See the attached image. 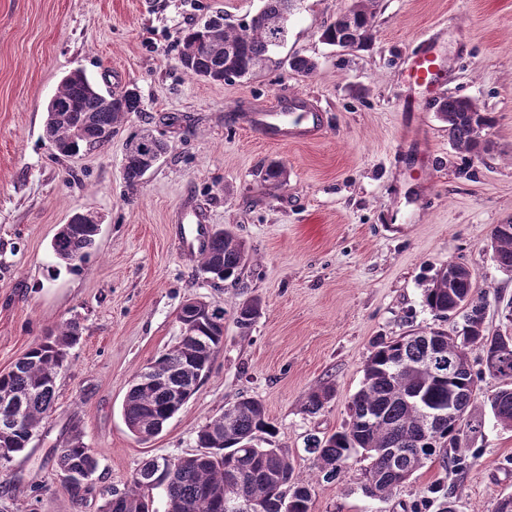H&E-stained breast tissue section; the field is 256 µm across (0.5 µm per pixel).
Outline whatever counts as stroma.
<instances>
[{
	"label": "stroma",
	"instance_id": "35a3bbf8",
	"mask_svg": "<svg viewBox=\"0 0 512 512\" xmlns=\"http://www.w3.org/2000/svg\"><path fill=\"white\" fill-rule=\"evenodd\" d=\"M354 0H303L274 61L248 79L211 82L178 63L185 30L210 17L238 24L261 0H0V371L63 320L80 340L56 381L55 403L29 446L0 469V512H101L143 461L196 452V432L242 396L259 399L295 473L316 480L313 512H495L512 493V431L475 404L483 427L461 471L431 463L384 501L361 490L359 467L316 479L312 438L341 430L380 336L452 329L422 303L448 261L469 267L488 302L489 331L512 328L503 311L512 276L490 250L495 225L512 222V0H377L370 47L343 51L320 39ZM433 37L444 79L437 96L471 98L495 124L478 157L456 152L425 92H412L405 60ZM316 64L302 78L286 61ZM80 69L102 90L137 87L142 106L102 150L58 154L44 132L46 103ZM422 102L408 136L405 96ZM301 95L321 108L318 138L276 144L245 114ZM153 132L169 150L137 187L123 177L126 145ZM277 163L281 186L261 173ZM232 229L249 248L239 281L217 280L179 243L178 210ZM101 225L77 268L57 263L51 240L75 212ZM256 296L263 313L240 330L234 309ZM199 298L224 310V348L195 395L151 440L122 415L135 372L174 346L177 313ZM333 398L305 410L311 389ZM98 452L82 501L61 487L55 451L73 433Z\"/></svg>",
	"mask_w": 512,
	"mask_h": 512
}]
</instances>
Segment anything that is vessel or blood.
<instances>
[{
  "label": "vessel or blood",
  "instance_id": "b4317fda",
  "mask_svg": "<svg viewBox=\"0 0 512 512\" xmlns=\"http://www.w3.org/2000/svg\"><path fill=\"white\" fill-rule=\"evenodd\" d=\"M407 80L415 88H436L441 80V68L431 47H423L410 59ZM245 123L266 140L285 144L316 138L323 129L322 116L307 98L290 97L286 106L275 110L247 114ZM181 239L187 249L202 248L206 243L203 218L185 214Z\"/></svg>",
  "mask_w": 512,
  "mask_h": 512
}]
</instances>
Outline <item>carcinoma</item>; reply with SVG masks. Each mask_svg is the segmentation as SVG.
Instances as JSON below:
<instances>
[{
    "instance_id": "obj_1",
    "label": "carcinoma",
    "mask_w": 512,
    "mask_h": 512,
    "mask_svg": "<svg viewBox=\"0 0 512 512\" xmlns=\"http://www.w3.org/2000/svg\"><path fill=\"white\" fill-rule=\"evenodd\" d=\"M298 2L263 0L256 14L237 25L217 16L194 26L183 38L181 68L192 77L213 82L255 74L284 40ZM374 7L375 0H356L348 12L322 29L321 40L330 46L339 41L353 49L367 47L373 39ZM288 67L308 77L316 65L293 56ZM139 111L137 89L105 95L77 70L64 76L52 95L45 134L60 155L71 157L105 147L127 115ZM437 112L448 127L454 150L471 157L486 150L483 133L492 127L493 119L476 102L450 94L437 103ZM167 150L168 144L161 139L135 136L124 158L128 185L138 186ZM97 229L96 217L90 213L76 224L61 225L51 243L55 258L72 268L83 262L96 244ZM490 248L500 270L512 274V223L496 225ZM248 260L245 241L226 229L214 233L201 250L200 269L220 280H237ZM422 302L438 319L461 318L456 335L410 330L374 341L361 386L349 405V420L336 433L312 439L309 452L315 455L323 481H335L352 464L363 462L364 493L386 500L429 463L462 468L466 437L481 424L468 420L458 428L445 422L428 432L427 422L433 411L448 409L450 399L460 416L469 414L482 375L498 381V387L484 395L485 406L497 425L512 429V334L487 331L486 302L476 294L474 273L455 262L439 268L422 289ZM261 314V300L249 298L236 307L235 322L246 332ZM177 320L180 341L136 373L122 404L128 430L142 442L157 436L194 396L224 347L223 308L193 299L180 308ZM79 339V323L65 320L8 372L0 373L1 468L28 448L38 433L52 408L57 376ZM496 341L509 347L498 373L486 366L473 372L467 349L483 350ZM333 396L330 385L312 390L306 411L319 412ZM274 433L261 401L242 396L199 428L198 452L171 463L165 458L144 461L127 490L113 493L102 512H155L157 491L165 499V512H226L228 505L250 501L260 502L265 512H281L285 501L288 512H312L315 486L295 475L286 449L272 446L269 437ZM56 465L64 490L79 501L87 486L77 478L96 473L98 453L75 434L59 449Z\"/></svg>"
}]
</instances>
